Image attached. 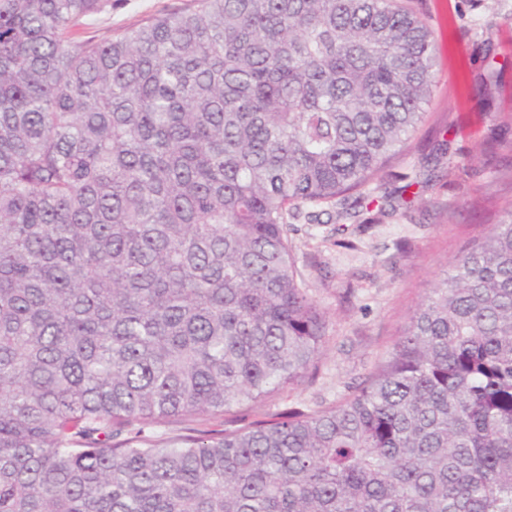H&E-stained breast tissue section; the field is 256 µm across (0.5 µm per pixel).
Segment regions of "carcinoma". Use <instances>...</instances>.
Returning a JSON list of instances; mask_svg holds the SVG:
<instances>
[{
  "label": "carcinoma",
  "instance_id": "carcinoma-1",
  "mask_svg": "<svg viewBox=\"0 0 512 512\" xmlns=\"http://www.w3.org/2000/svg\"><path fill=\"white\" fill-rule=\"evenodd\" d=\"M0 0V512H512V210L358 394L208 437L320 359L292 220L383 205L424 122L412 0ZM193 0H112V11L84 18L77 27L81 39L102 41L128 27L144 25L155 17L189 8ZM224 419L229 420L231 416L219 415L215 417H201L195 419H178L172 420L165 425L158 426L154 429L156 436H175L179 434H188L193 432L195 435L206 433L210 430L224 429Z\"/></svg>",
  "mask_w": 512,
  "mask_h": 512
}]
</instances>
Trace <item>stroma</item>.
<instances>
[{
  "instance_id": "obj_1",
  "label": "stroma",
  "mask_w": 512,
  "mask_h": 512,
  "mask_svg": "<svg viewBox=\"0 0 512 512\" xmlns=\"http://www.w3.org/2000/svg\"><path fill=\"white\" fill-rule=\"evenodd\" d=\"M192 0H112L82 19L77 35L98 41L155 17L191 7ZM438 43V85L425 124L387 168L424 174L410 186L412 206L376 224L349 220L288 225L308 293L327 316L315 371L267 397L258 419L291 408L332 407L349 397L398 339L410 312L436 286L455 255L482 232L484 210L512 198V0H416ZM497 75L490 101L476 86Z\"/></svg>"
}]
</instances>
